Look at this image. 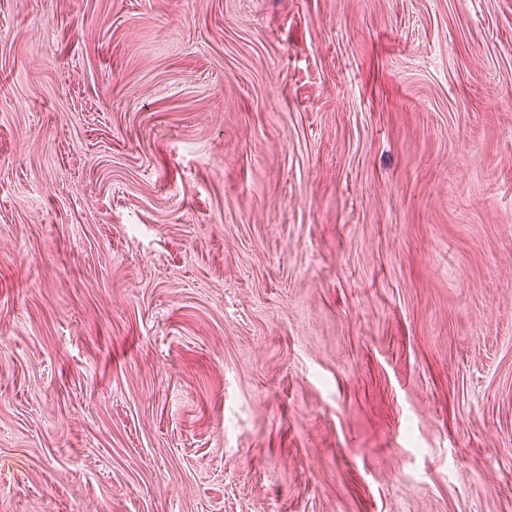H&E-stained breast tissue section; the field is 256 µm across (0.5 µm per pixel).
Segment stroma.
<instances>
[{"mask_svg": "<svg viewBox=\"0 0 512 512\" xmlns=\"http://www.w3.org/2000/svg\"><path fill=\"white\" fill-rule=\"evenodd\" d=\"M0 512H512V0H0Z\"/></svg>", "mask_w": 512, "mask_h": 512, "instance_id": "35a3bbf8", "label": "stroma"}]
</instances>
